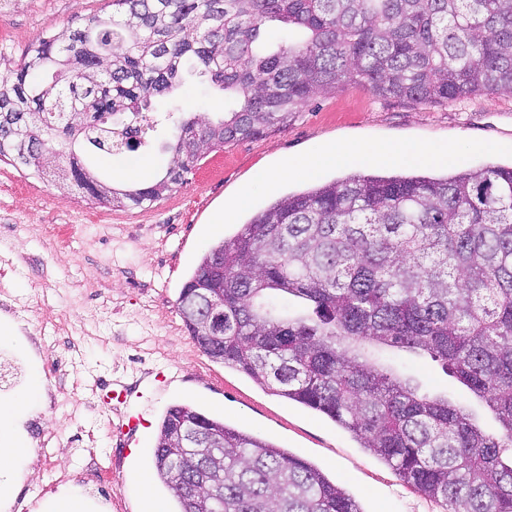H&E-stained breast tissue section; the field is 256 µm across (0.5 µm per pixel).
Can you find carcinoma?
Here are the masks:
<instances>
[{
  "mask_svg": "<svg viewBox=\"0 0 512 512\" xmlns=\"http://www.w3.org/2000/svg\"><path fill=\"white\" fill-rule=\"evenodd\" d=\"M112 17L49 30L0 80V157L114 207L155 201L204 153L286 126L316 95L358 84L447 105L512 91V0H112ZM287 28L278 48L261 27ZM193 64L224 90L222 116L172 125L165 174L116 185L107 117L138 118ZM224 268V331L185 326L214 361L319 412L445 512H512V167L441 176L354 173L272 203L207 251L179 301ZM307 312L290 315L288 299ZM391 347L439 361L494 414L430 395L365 355ZM206 434L179 447L188 422ZM178 512H363L314 465L188 405L170 407L153 451Z\"/></svg>",
  "mask_w": 512,
  "mask_h": 512,
  "instance_id": "carcinoma-1",
  "label": "carcinoma"
}]
</instances>
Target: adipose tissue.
Here are the masks:
<instances>
[{"label": "adipose tissue", "instance_id": "adipose-tissue-1", "mask_svg": "<svg viewBox=\"0 0 512 512\" xmlns=\"http://www.w3.org/2000/svg\"><path fill=\"white\" fill-rule=\"evenodd\" d=\"M451 149L426 148L419 145L395 142L386 145L367 146L356 143H339L323 146L314 150L308 156L291 161L266 175L268 181L274 182L291 174L317 175L321 170L339 166L353 161H388V160H437L445 161L451 158Z\"/></svg>", "mask_w": 512, "mask_h": 512}]
</instances>
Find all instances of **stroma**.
Listing matches in <instances>:
<instances>
[{
	"instance_id": "obj_1",
	"label": "stroma",
	"mask_w": 512,
	"mask_h": 512,
	"mask_svg": "<svg viewBox=\"0 0 512 512\" xmlns=\"http://www.w3.org/2000/svg\"><path fill=\"white\" fill-rule=\"evenodd\" d=\"M91 15L110 18L109 0H0V78L45 31ZM174 105L211 117L223 111L224 93L190 75L155 101L160 111ZM171 134V127H160L151 151L127 150L98 167L117 184L149 181L166 170L161 145ZM352 141L445 145L456 156L449 164L356 162L273 186L260 178L320 146ZM491 164H512V95L478 94L441 106L377 97L358 85L313 97L288 126L206 152L184 183L139 208L95 203L78 190L60 195L49 179L0 161V271L7 288L0 294V326L10 329L0 335V355L26 363L19 383L0 391V404L22 406L0 425V435L17 436L29 448L19 466L0 473V512H10L23 489L38 501L34 512H54L63 492L77 497L83 512H140L145 475L153 479L154 495L175 512V500L153 478L152 452L162 416L178 404L224 418L315 464L364 512H444L324 417L211 361L187 331L178 298L203 253L283 196L354 172L441 175ZM245 189L249 206L216 223V212ZM39 292L48 304L18 321L16 301ZM46 322L60 327L49 342L39 332ZM54 350L68 351L70 359L51 373L42 358ZM386 361L423 391L469 407L486 432H497L494 415L429 356L393 349ZM36 377L45 394L30 401L26 393ZM132 416L139 419L133 431L109 433L108 423ZM42 428L58 435L62 473L36 464ZM93 457L112 469L109 496L94 494L85 482Z\"/></svg>"
}]
</instances>
